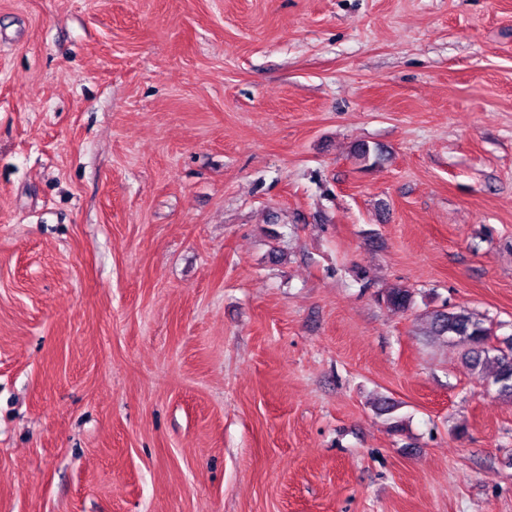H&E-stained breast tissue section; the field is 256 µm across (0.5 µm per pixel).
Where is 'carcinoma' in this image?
Masks as SVG:
<instances>
[{
    "label": "carcinoma",
    "instance_id": "carcinoma-1",
    "mask_svg": "<svg viewBox=\"0 0 512 512\" xmlns=\"http://www.w3.org/2000/svg\"><path fill=\"white\" fill-rule=\"evenodd\" d=\"M389 308L406 312L415 304L414 292L408 288H391L379 296ZM430 334L442 337L461 348L465 368L476 379L496 387V393L512 399V343L505 348L487 342L494 335L486 319L464 307L429 312Z\"/></svg>",
    "mask_w": 512,
    "mask_h": 512
}]
</instances>
